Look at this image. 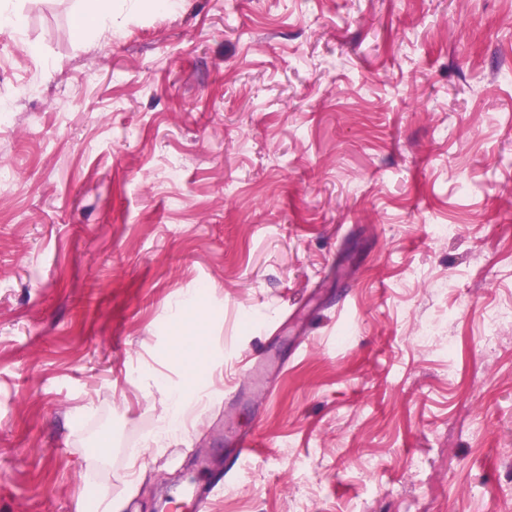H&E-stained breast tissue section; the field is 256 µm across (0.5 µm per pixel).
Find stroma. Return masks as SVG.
I'll use <instances>...</instances> for the list:
<instances>
[{
    "instance_id": "obj_1",
    "label": "stroma",
    "mask_w": 512,
    "mask_h": 512,
    "mask_svg": "<svg viewBox=\"0 0 512 512\" xmlns=\"http://www.w3.org/2000/svg\"><path fill=\"white\" fill-rule=\"evenodd\" d=\"M6 2L0 512H512V0ZM80 10L89 15L95 22L98 31L102 34L111 33L112 26V0H80ZM257 446L254 436H242L235 444L234 456L231 461L224 460V477H231L235 473L236 467L243 460L254 453Z\"/></svg>"
}]
</instances>
